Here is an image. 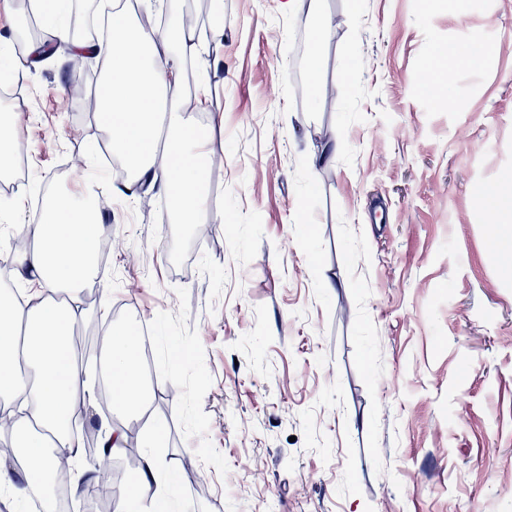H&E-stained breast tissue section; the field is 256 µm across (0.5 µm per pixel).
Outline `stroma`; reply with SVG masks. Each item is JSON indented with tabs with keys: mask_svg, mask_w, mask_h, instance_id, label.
<instances>
[{
	"mask_svg": "<svg viewBox=\"0 0 512 512\" xmlns=\"http://www.w3.org/2000/svg\"><path fill=\"white\" fill-rule=\"evenodd\" d=\"M281 3L224 0L191 59L205 107L172 113L223 120L213 242L117 191L62 42L13 77L31 174L0 206L26 227L103 170L121 247L76 305L152 328L174 512H512V0H320L314 89L315 29Z\"/></svg>",
	"mask_w": 512,
	"mask_h": 512,
	"instance_id": "35a3bbf8",
	"label": "stroma"
}]
</instances>
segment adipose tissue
<instances>
[{
	"label": "adipose tissue",
	"mask_w": 512,
	"mask_h": 512,
	"mask_svg": "<svg viewBox=\"0 0 512 512\" xmlns=\"http://www.w3.org/2000/svg\"><path fill=\"white\" fill-rule=\"evenodd\" d=\"M56 38L76 53L105 57L103 93L96 116L121 158L130 183L148 182L167 195L178 223L203 224L209 211L210 137L192 123L166 127L161 115L184 95L182 65L198 50L191 34L165 30L148 34L122 10L112 13L107 39L72 41L69 0H34ZM99 213L92 195H49L42 207L33 247L19 259L20 293L0 294V405L16 407L14 429L24 431V485L0 463V491L21 496L30 488L49 495L46 482L57 460L52 448L67 447L72 487L85 478L79 436L70 431L82 418L91 389L73 352L79 315L70 301L97 274ZM114 407L140 413V346L126 325L114 324L103 336ZM152 432L136 475L131 476L117 512H161L164 479Z\"/></svg>",
	"instance_id": "obj_1"
}]
</instances>
